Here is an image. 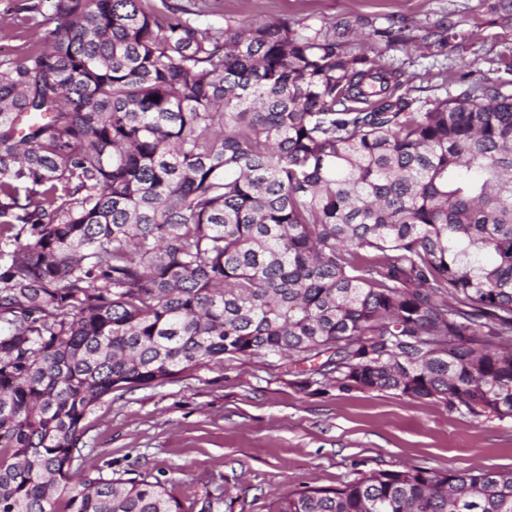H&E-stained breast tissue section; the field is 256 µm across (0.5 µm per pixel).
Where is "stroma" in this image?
Returning <instances> with one entry per match:
<instances>
[{"instance_id": "1", "label": "stroma", "mask_w": 512, "mask_h": 512, "mask_svg": "<svg viewBox=\"0 0 512 512\" xmlns=\"http://www.w3.org/2000/svg\"><path fill=\"white\" fill-rule=\"evenodd\" d=\"M12 3L0 0V58L19 59L28 38ZM199 7L201 23L233 27L360 19L383 36L353 49L402 73L421 108L497 79V61L512 48V20L488 0H201ZM83 425L84 467L161 473L176 480L181 499L228 495L233 512H269L278 495L372 471L512 469V419H477L434 399L382 391L316 393L259 356L113 392Z\"/></svg>"}]
</instances>
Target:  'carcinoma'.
Segmentation results:
<instances>
[{
	"instance_id": "cac0c4a2",
	"label": "carcinoma",
	"mask_w": 512,
	"mask_h": 512,
	"mask_svg": "<svg viewBox=\"0 0 512 512\" xmlns=\"http://www.w3.org/2000/svg\"><path fill=\"white\" fill-rule=\"evenodd\" d=\"M18 11L45 42L0 60V512H214L81 468V422L226 355L512 419L511 94L415 109L351 20ZM269 512H512V470L371 472Z\"/></svg>"
}]
</instances>
